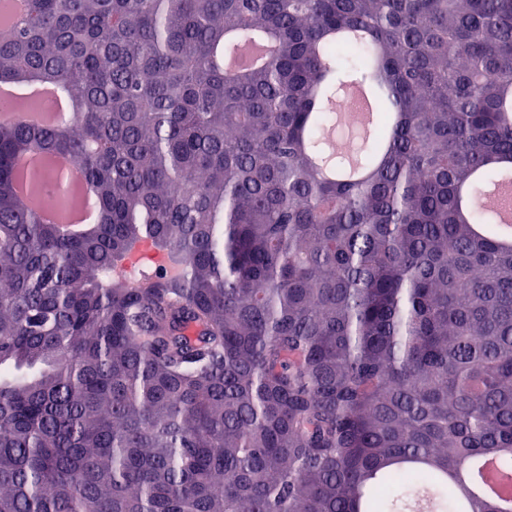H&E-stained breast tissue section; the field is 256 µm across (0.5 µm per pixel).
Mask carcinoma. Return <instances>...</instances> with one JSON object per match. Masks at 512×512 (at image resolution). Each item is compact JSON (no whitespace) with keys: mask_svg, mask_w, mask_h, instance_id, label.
Segmentation results:
<instances>
[{"mask_svg":"<svg viewBox=\"0 0 512 512\" xmlns=\"http://www.w3.org/2000/svg\"><path fill=\"white\" fill-rule=\"evenodd\" d=\"M27 2L0 84L67 108L0 122V512H459L470 461L512 474V242L460 204L512 170V0ZM327 61L386 88L369 138H325ZM57 153L75 232L16 189ZM146 244L167 272L117 274ZM29 95L53 101V107L50 110L25 111L24 116L29 123L47 125L59 120L63 115V113L57 112L58 108L62 105V97L59 89L51 86H38L32 88Z\"/></svg>","mask_w":512,"mask_h":512,"instance_id":"obj_1","label":"carcinoma"}]
</instances>
